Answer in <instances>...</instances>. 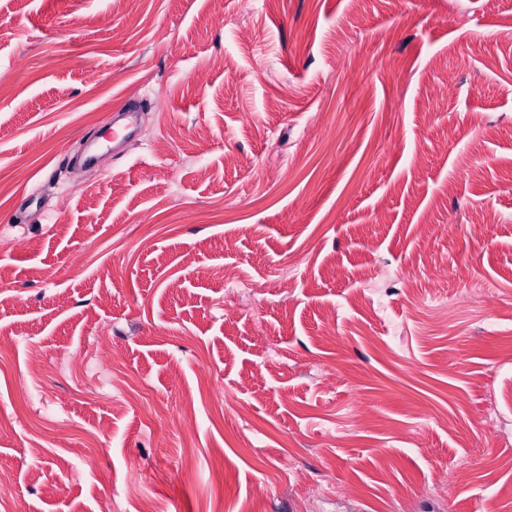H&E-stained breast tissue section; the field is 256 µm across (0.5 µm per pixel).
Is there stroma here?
Returning a JSON list of instances; mask_svg holds the SVG:
<instances>
[{
	"label": "stroma",
	"mask_w": 512,
	"mask_h": 512,
	"mask_svg": "<svg viewBox=\"0 0 512 512\" xmlns=\"http://www.w3.org/2000/svg\"><path fill=\"white\" fill-rule=\"evenodd\" d=\"M0 270L7 512H512V0H0Z\"/></svg>",
	"instance_id": "1"
}]
</instances>
